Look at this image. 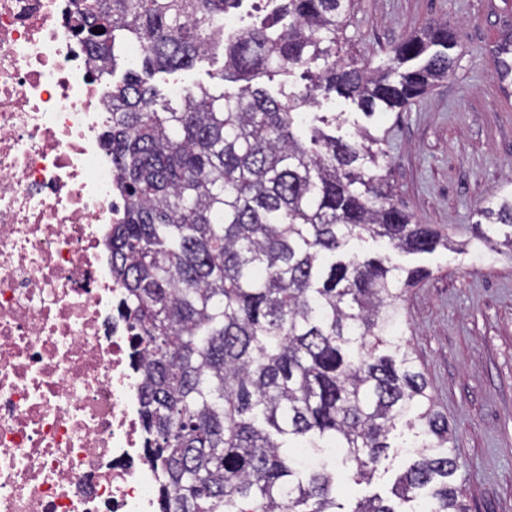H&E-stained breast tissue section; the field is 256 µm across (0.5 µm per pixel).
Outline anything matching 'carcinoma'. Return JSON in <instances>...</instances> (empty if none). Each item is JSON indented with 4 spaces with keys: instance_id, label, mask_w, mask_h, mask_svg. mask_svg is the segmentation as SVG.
Instances as JSON below:
<instances>
[{
    "instance_id": "cac0c4a2",
    "label": "carcinoma",
    "mask_w": 512,
    "mask_h": 512,
    "mask_svg": "<svg viewBox=\"0 0 512 512\" xmlns=\"http://www.w3.org/2000/svg\"><path fill=\"white\" fill-rule=\"evenodd\" d=\"M240 0H73L74 30L114 72L132 40L142 69L105 94L108 145L126 196L110 226L112 276L137 330L144 448L160 512H464L448 416L394 332L424 271L349 252L369 236L432 252L448 233L394 202L387 138L353 140L305 108L321 93L366 117L405 109L454 70L455 36L435 23L377 67L336 60L352 0H280L281 28L231 40L211 21ZM99 30L95 34L92 29ZM224 46L223 83L179 101L152 79ZM303 70L284 102L257 80ZM485 245L512 228V189L481 201ZM408 425L412 460L393 498L346 511L336 487L372 482ZM337 449L344 471L298 451Z\"/></svg>"
}]
</instances>
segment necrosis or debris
Masks as SVG:
<instances>
[{
	"label": "necrosis or debris",
	"mask_w": 512,
	"mask_h": 512,
	"mask_svg": "<svg viewBox=\"0 0 512 512\" xmlns=\"http://www.w3.org/2000/svg\"><path fill=\"white\" fill-rule=\"evenodd\" d=\"M72 0H0V512H158L124 290L126 198Z\"/></svg>",
	"instance_id": "obj_1"
}]
</instances>
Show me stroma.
<instances>
[{
	"mask_svg": "<svg viewBox=\"0 0 512 512\" xmlns=\"http://www.w3.org/2000/svg\"><path fill=\"white\" fill-rule=\"evenodd\" d=\"M432 20L456 33L455 68L408 109L368 119L336 96L312 109L343 113L344 123L332 130L336 136H353L360 126L385 130L397 200L417 223L447 226L457 242L466 239L481 200L512 175V97L499 93L495 48L512 41V0H354L338 56L380 65L392 47ZM223 67L219 54L190 69L156 74L154 83L164 93L176 84L209 87ZM355 250L428 269L401 311L409 349L456 431L455 482L468 512H512V259L495 254L478 262L443 248L393 252L372 240ZM408 460L404 449H390L371 484H342L337 501L350 507L361 497L387 495Z\"/></svg>",
	"mask_w": 512,
	"mask_h": 512,
	"instance_id": "obj_1",
	"label": "stroma"
}]
</instances>
